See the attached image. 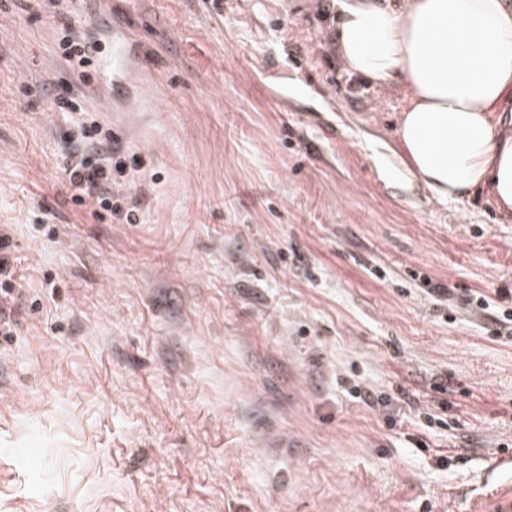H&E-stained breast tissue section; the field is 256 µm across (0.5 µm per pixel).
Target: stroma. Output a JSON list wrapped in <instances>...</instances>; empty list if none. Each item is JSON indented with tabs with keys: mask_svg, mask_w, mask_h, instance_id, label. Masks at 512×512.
Returning a JSON list of instances; mask_svg holds the SVG:
<instances>
[{
	"mask_svg": "<svg viewBox=\"0 0 512 512\" xmlns=\"http://www.w3.org/2000/svg\"><path fill=\"white\" fill-rule=\"evenodd\" d=\"M69 7L100 58L141 57L114 93L59 61L57 0L0 5V224L28 284L0 344V512H492L512 339L423 281L512 289V219L400 171L405 93L343 71L336 0ZM85 81L157 178L139 223L74 205L55 166L51 102Z\"/></svg>",
	"mask_w": 512,
	"mask_h": 512,
	"instance_id": "obj_1",
	"label": "stroma"
}]
</instances>
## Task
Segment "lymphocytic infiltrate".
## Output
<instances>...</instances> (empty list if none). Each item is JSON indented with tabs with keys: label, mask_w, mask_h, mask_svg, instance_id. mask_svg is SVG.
<instances>
[{
	"label": "lymphocytic infiltrate",
	"mask_w": 512,
	"mask_h": 512,
	"mask_svg": "<svg viewBox=\"0 0 512 512\" xmlns=\"http://www.w3.org/2000/svg\"><path fill=\"white\" fill-rule=\"evenodd\" d=\"M56 20L63 32L58 43L59 57L69 68L77 70L91 65L99 45L76 28L69 11L57 13ZM54 111L60 112L70 130L64 151L56 159L67 191L73 203L91 209L95 218L116 220L122 224L140 221V208L133 201L125 183L118 177L125 171L119 156L121 144L97 113L80 108L71 98L55 101ZM13 228L0 225V335H10L16 325V313L24 300V275L14 266ZM470 313L485 322L487 334L494 338L512 336V290L497 289L495 296L477 291L449 293Z\"/></svg>",
	"instance_id": "1"
}]
</instances>
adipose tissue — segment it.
<instances>
[{
    "label": "adipose tissue",
    "instance_id": "ef3b65f1",
    "mask_svg": "<svg viewBox=\"0 0 512 512\" xmlns=\"http://www.w3.org/2000/svg\"><path fill=\"white\" fill-rule=\"evenodd\" d=\"M346 72L409 96L396 130L403 172L438 201L485 192L512 216V0H338Z\"/></svg>",
    "mask_w": 512,
    "mask_h": 512
}]
</instances>
